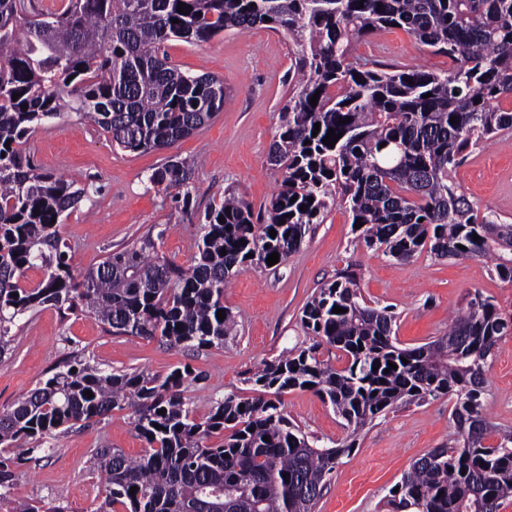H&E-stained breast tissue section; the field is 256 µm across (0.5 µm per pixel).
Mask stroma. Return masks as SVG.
Wrapping results in <instances>:
<instances>
[{
	"label": "stroma",
	"instance_id": "35a3bbf8",
	"mask_svg": "<svg viewBox=\"0 0 512 512\" xmlns=\"http://www.w3.org/2000/svg\"><path fill=\"white\" fill-rule=\"evenodd\" d=\"M293 50L287 37L264 26L245 35L227 31L200 43L167 42L171 64L192 76L223 79L230 97L206 126L165 150H123L74 113L37 128L29 142L35 163L85 190L61 219L74 276L148 235L159 255L182 267L191 265L204 214L228 191L242 195L255 218L264 217L284 176L271 164L269 149L281 109L299 79ZM357 52L388 66L434 73L448 68L447 57L432 53L401 28L374 32ZM171 156L194 167L189 204L174 203L149 180ZM458 182L479 208L512 223V131L473 150L458 170ZM494 265L490 256L438 259L426 252L407 261L392 259L366 247L350 214L334 204L283 264L248 263L230 278L224 305L238 321V334L223 345L172 347L114 335L94 317L80 312L64 317L50 307L20 318L11 328V350L0 362V408L21 399L61 362L76 358L116 374L163 377L189 367L198 378L185 381L184 396L196 415L204 416L224 395L251 396V376L263 363L311 345L312 336L301 325L302 310L342 272L356 278L368 305L392 308L399 345L415 347L443 336L451 313L465 308L474 294L512 312V282L499 279ZM454 401L445 395L376 418L339 459L315 512H387L390 489L412 463L454 436ZM483 401L492 423L512 429V335L503 337L488 361ZM281 410L326 446L351 440L345 420L312 391H288ZM132 421L131 410L116 409L108 418L83 421L46 438L44 450L16 464V483L10 498L0 501V512H13L19 500L60 505L66 512H98L104 479L89 471L87 459L98 448L139 457L147 442Z\"/></svg>",
	"mask_w": 512,
	"mask_h": 512
}]
</instances>
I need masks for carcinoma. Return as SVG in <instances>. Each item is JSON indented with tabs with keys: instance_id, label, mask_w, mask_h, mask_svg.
Wrapping results in <instances>:
<instances>
[{
	"instance_id": "carcinoma-1",
	"label": "carcinoma",
	"mask_w": 512,
	"mask_h": 512,
	"mask_svg": "<svg viewBox=\"0 0 512 512\" xmlns=\"http://www.w3.org/2000/svg\"><path fill=\"white\" fill-rule=\"evenodd\" d=\"M396 23L447 56L448 71L383 70L356 54L366 37ZM265 24L293 42L295 68L306 77L283 106L269 150L284 178L266 223H253L250 203L230 194L205 213L189 267L151 253L154 243L145 239L75 279L60 218L84 190L34 163L32 133L74 112L121 149H166L204 127L228 94L224 80L171 65L161 46ZM508 98L512 0H61L54 11L0 0V361L15 321L47 307L80 309L114 334L222 345L236 330L224 308L233 271L264 265L273 252L284 263L337 198L363 223L365 244L391 258L493 255L497 276L511 282L512 224L480 211L456 180L475 146L512 130V109L501 106ZM345 117L350 122L339 124ZM331 128L343 133L333 147L322 142ZM192 174L189 163L170 159L150 181L186 202L189 193L180 190ZM29 268L44 272L35 288L21 283ZM394 322L389 308L359 302L353 278L334 281L302 311L314 343L264 363L256 395L228 394L205 417L183 396L192 376L186 366L160 377L66 361L0 409V500L16 479L15 443L40 442L127 407L149 448L137 460L117 448L92 454L90 466L105 481L99 512H314L354 443L319 446L284 416L280 396L309 383L354 435L395 408L456 396L455 437L415 460L387 505L392 512H501L512 499V430L487 419L482 397L488 359L512 335V312L478 294L448 333L413 348L393 341ZM323 341L342 352L343 367L320 358ZM390 362L397 369L387 373Z\"/></svg>"
}]
</instances>
